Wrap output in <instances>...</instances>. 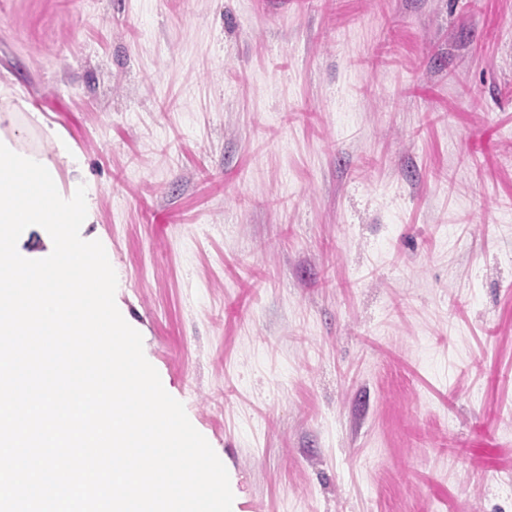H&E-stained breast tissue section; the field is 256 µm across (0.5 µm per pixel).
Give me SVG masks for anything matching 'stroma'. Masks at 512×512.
<instances>
[{"mask_svg":"<svg viewBox=\"0 0 512 512\" xmlns=\"http://www.w3.org/2000/svg\"><path fill=\"white\" fill-rule=\"evenodd\" d=\"M0 86L233 512H512V0H0Z\"/></svg>","mask_w":512,"mask_h":512,"instance_id":"obj_1","label":"stroma"}]
</instances>
